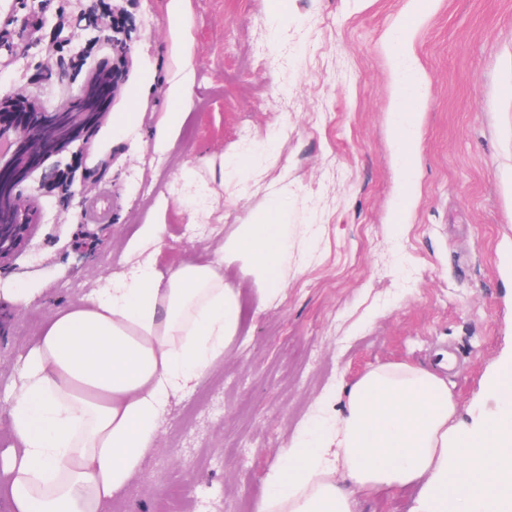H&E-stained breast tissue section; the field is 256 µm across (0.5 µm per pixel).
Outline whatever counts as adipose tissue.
<instances>
[{"label": "adipose tissue", "mask_w": 512, "mask_h": 512, "mask_svg": "<svg viewBox=\"0 0 512 512\" xmlns=\"http://www.w3.org/2000/svg\"><path fill=\"white\" fill-rule=\"evenodd\" d=\"M393 125L398 144L418 135L407 102L423 99L420 68L396 41ZM283 205L239 225L205 261L168 273L140 267L82 303L49 315L19 358L7 397L12 445L0 456L10 512H108L156 448L164 401L202 377L240 322L224 267H246L279 291L286 256ZM485 423H455L447 381L406 362L385 363L344 387L341 416L278 451L256 512H354L367 497L417 489L412 512H512V366L489 384Z\"/></svg>", "instance_id": "1"}]
</instances>
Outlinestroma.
I'll return each mask as SVG.
<instances>
[{
	"label": "stroma",
	"mask_w": 512,
	"mask_h": 512,
	"mask_svg": "<svg viewBox=\"0 0 512 512\" xmlns=\"http://www.w3.org/2000/svg\"><path fill=\"white\" fill-rule=\"evenodd\" d=\"M112 2L132 18L123 80L97 127L23 182L40 222L0 268V454L3 395L53 308L204 257L278 196L280 293L225 268L237 334L168 399L111 512H162L175 490L186 512H250L277 448L334 422L342 386L382 363L440 371L464 423L493 412L489 381L512 362V0H280L278 21L268 0H186L185 34L168 0ZM398 30L424 79L407 150L391 129ZM112 54L101 0H0V98L58 111ZM180 63L191 103L160 151ZM241 155L261 174L229 172ZM145 224L166 225L160 253L135 249Z\"/></svg>",
	"instance_id": "stroma-1"
}]
</instances>
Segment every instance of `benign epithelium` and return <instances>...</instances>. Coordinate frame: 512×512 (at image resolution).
<instances>
[{
    "instance_id": "1",
    "label": "benign epithelium",
    "mask_w": 512,
    "mask_h": 512,
    "mask_svg": "<svg viewBox=\"0 0 512 512\" xmlns=\"http://www.w3.org/2000/svg\"><path fill=\"white\" fill-rule=\"evenodd\" d=\"M125 33L126 19L116 18L112 45L118 54L112 68L96 71L90 91L60 111L41 112L31 102L0 99V268L24 249L39 219L37 206L20 185L46 152L85 137L96 125L105 92L117 90L124 75Z\"/></svg>"
}]
</instances>
